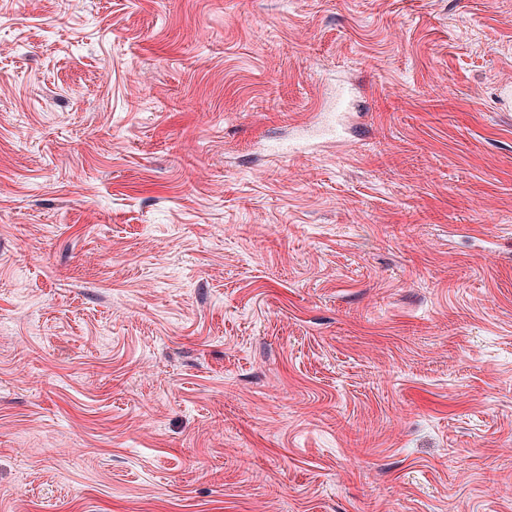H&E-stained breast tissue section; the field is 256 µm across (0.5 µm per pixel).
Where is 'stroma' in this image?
<instances>
[{"label": "stroma", "instance_id": "35a3bbf8", "mask_svg": "<svg viewBox=\"0 0 512 512\" xmlns=\"http://www.w3.org/2000/svg\"><path fill=\"white\" fill-rule=\"evenodd\" d=\"M506 85L512 0H0V512H512Z\"/></svg>", "mask_w": 512, "mask_h": 512}]
</instances>
